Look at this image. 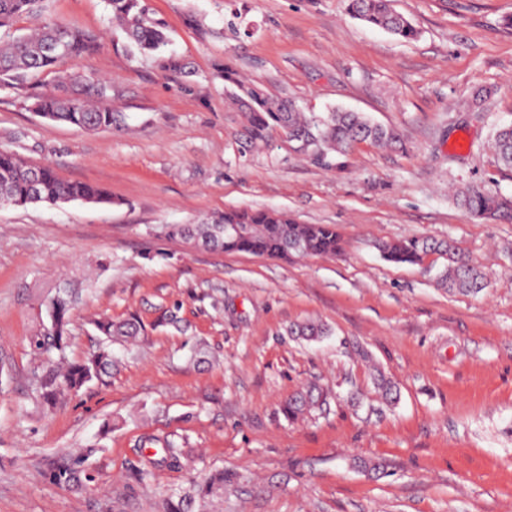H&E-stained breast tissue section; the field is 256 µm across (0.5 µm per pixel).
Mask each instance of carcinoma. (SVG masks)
<instances>
[{
	"label": "carcinoma",
	"instance_id": "1",
	"mask_svg": "<svg viewBox=\"0 0 512 512\" xmlns=\"http://www.w3.org/2000/svg\"><path fill=\"white\" fill-rule=\"evenodd\" d=\"M38 0H0V29L8 28L22 15H37ZM112 19L126 34L129 49L134 54L156 56L161 67L171 73H182L185 66L177 56L164 54L169 36L163 22L154 18L147 0H105ZM346 12L374 28L390 35L412 40L418 30L403 15L395 12L390 0H345ZM99 49L97 36L78 26L64 23L38 24L34 32L11 41H0V82H18L30 73L57 70L65 60L91 55ZM230 97L243 113L245 147L268 144L272 134L288 128L295 135L299 147L325 166L332 157H342L358 143L370 142L389 147H402L398 133L374 123L363 112L334 109L322 114L306 113L292 102L274 97L263 88L241 80L231 69L219 71ZM103 81L84 78L78 94H47L35 98L32 108L47 119L86 130H109L115 122L112 110L101 105L100 89ZM494 149L500 164L512 170V124L501 125L494 134ZM31 168L19 156L0 151V186L7 187V202L16 207L46 203L56 205L62 199L94 204L112 203L107 188L92 182L64 181L53 167L42 165L32 175ZM456 204L471 216L485 219L512 220V199L486 187L465 186L454 194ZM166 234L171 238L200 237L220 239L219 249L226 253H249L258 256L286 258L292 253L305 255H335L342 249L341 237L333 224H297L288 215L277 210H227L218 223L200 229L193 224H170ZM385 259L397 264L419 265L432 253L448 258V264L438 273L441 287L459 293L477 295L489 287L483 268L463 257L450 241L430 238H411L377 245ZM56 319L49 335L33 340L36 351L44 353L52 348L62 349L70 322V301L56 303ZM96 329L105 341L80 363L54 364L41 379L43 402L55 406L69 392L93 380L111 374L114 358L112 340L134 339L145 333V325L135 316L114 323L99 319ZM290 333L307 340H316L327 334L324 324L307 321L290 326ZM325 404V397L317 388L300 391L288 399L284 411L296 419ZM163 446V456L150 461L151 468L142 477H151L154 470L179 461L180 453L169 441L154 439ZM80 455L65 456L55 462L50 477L59 484L74 479L82 462Z\"/></svg>",
	"mask_w": 512,
	"mask_h": 512
}]
</instances>
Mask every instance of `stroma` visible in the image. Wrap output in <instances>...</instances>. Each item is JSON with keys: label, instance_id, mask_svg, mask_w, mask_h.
<instances>
[{"label": "stroma", "instance_id": "obj_1", "mask_svg": "<svg viewBox=\"0 0 512 512\" xmlns=\"http://www.w3.org/2000/svg\"><path fill=\"white\" fill-rule=\"evenodd\" d=\"M149 6L191 76L131 54L105 0L42 4L43 20L98 35L66 69L111 85V129L37 116L32 98L56 92L54 73L0 87V150L114 198L0 208V512H165L217 472L231 478L221 512H512V223L475 220L448 196L485 185L512 197L492 149L512 122V0H393L419 30L411 41L341 0ZM223 67L306 112L365 113L405 147L362 143L325 167L277 133L243 152ZM484 87L494 95L474 104ZM229 209L335 225L343 250L272 258L164 233ZM414 237L453 240L493 287L451 293L436 284L445 256L395 264L376 248ZM56 295L74 305L66 362L98 347V318L135 315L148 334L113 344L111 378L47 413L36 379L48 357L30 338L49 329ZM173 308L182 329L158 324ZM308 320L330 335H289ZM377 368L400 389L395 405ZM311 383L327 406L289 420L283 404ZM157 438L185 459L139 479ZM76 448L90 452L80 482L53 481L48 461Z\"/></svg>", "mask_w": 512, "mask_h": 512}]
</instances>
